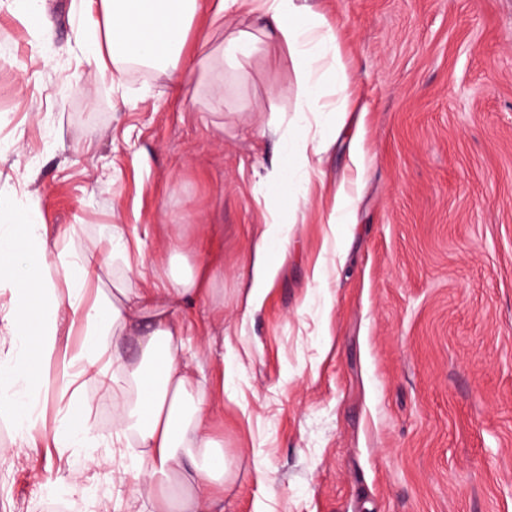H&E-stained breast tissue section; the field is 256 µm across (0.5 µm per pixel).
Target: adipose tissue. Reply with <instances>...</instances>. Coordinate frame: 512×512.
<instances>
[{
  "label": "adipose tissue",
  "instance_id": "obj_1",
  "mask_svg": "<svg viewBox=\"0 0 512 512\" xmlns=\"http://www.w3.org/2000/svg\"><path fill=\"white\" fill-rule=\"evenodd\" d=\"M203 18L225 29L221 58L237 66L260 43L274 42L293 65L296 107L303 130L287 140L278 162L260 180L265 207L263 227L253 245L245 312L259 308L277 272L274 249L288 238L281 209L298 207L311 173L318 170L336 126V107L324 101V86L337 82L339 44L334 28L308 0H207ZM198 0H80L89 43L86 62L100 69L105 55L137 61L185 59L188 25ZM249 15L267 19V28L239 26ZM181 245H171L154 263L152 277L114 283L111 292L94 289L103 269L129 262L125 225L108 228L104 245L57 248L46 225L33 212L13 214L0 225V413L11 420L19 439H27L40 419L36 414L41 384L33 374L56 351L63 324L79 325V352L56 382L69 388L75 377L118 392L113 404L112 442L123 448L141 484L118 500L117 512H224V486L233 460L214 434L216 408L224 403L198 380L185 358L195 331L190 313L211 297L214 275L200 266L182 276L171 271ZM61 266L63 284L44 275ZM135 342L139 359L122 349ZM62 423L46 435L61 447L94 448L103 438L88 424L89 403L68 402Z\"/></svg>",
  "mask_w": 512,
  "mask_h": 512
}]
</instances>
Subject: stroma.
Masks as SVG:
<instances>
[{
    "label": "stroma",
    "mask_w": 512,
    "mask_h": 512,
    "mask_svg": "<svg viewBox=\"0 0 512 512\" xmlns=\"http://www.w3.org/2000/svg\"><path fill=\"white\" fill-rule=\"evenodd\" d=\"M79 2L0 8V225L31 210L77 247L126 225L146 275L171 237L203 241L190 262L218 261L224 319L198 308L189 350L224 395V512H512V0H317L343 124L248 316L255 174L297 130L290 58L259 46L217 76L216 106L183 67L90 69ZM225 349L250 355L230 368ZM60 370L41 372L49 427ZM120 454L20 445L0 417V512H54L57 488L63 512H113L139 484Z\"/></svg>",
    "instance_id": "1"
}]
</instances>
